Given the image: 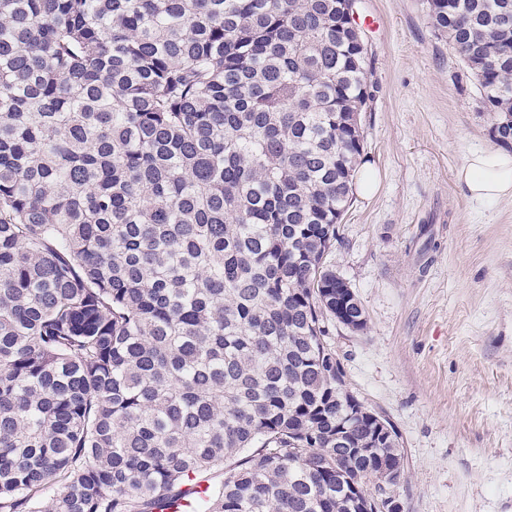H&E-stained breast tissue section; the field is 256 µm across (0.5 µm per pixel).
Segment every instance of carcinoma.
Wrapping results in <instances>:
<instances>
[{"mask_svg": "<svg viewBox=\"0 0 512 512\" xmlns=\"http://www.w3.org/2000/svg\"><path fill=\"white\" fill-rule=\"evenodd\" d=\"M354 0H0V512H353ZM512 141V0H427Z\"/></svg>", "mask_w": 512, "mask_h": 512, "instance_id": "carcinoma-1", "label": "carcinoma"}]
</instances>
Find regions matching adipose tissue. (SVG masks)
<instances>
[{
  "mask_svg": "<svg viewBox=\"0 0 512 512\" xmlns=\"http://www.w3.org/2000/svg\"><path fill=\"white\" fill-rule=\"evenodd\" d=\"M469 196L475 201L512 197V154L503 149L469 155L458 172Z\"/></svg>",
  "mask_w": 512,
  "mask_h": 512,
  "instance_id": "1",
  "label": "adipose tissue"
}]
</instances>
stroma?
<instances>
[{"label": "stroma", "instance_id": "obj_1", "mask_svg": "<svg viewBox=\"0 0 512 512\" xmlns=\"http://www.w3.org/2000/svg\"><path fill=\"white\" fill-rule=\"evenodd\" d=\"M370 99L367 190L328 261L364 330L330 341L350 389L401 437L403 512H512V198L472 201L457 172L495 150L475 80L426 0H359Z\"/></svg>", "mask_w": 512, "mask_h": 512}]
</instances>
